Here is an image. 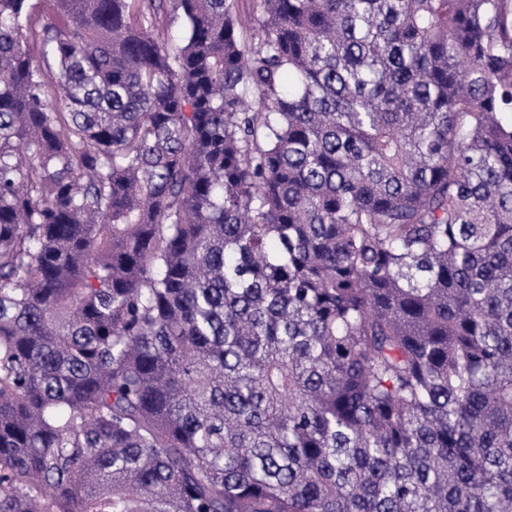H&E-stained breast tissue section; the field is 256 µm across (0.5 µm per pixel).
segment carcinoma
<instances>
[{
  "label": "carcinoma",
  "instance_id": "1",
  "mask_svg": "<svg viewBox=\"0 0 512 512\" xmlns=\"http://www.w3.org/2000/svg\"><path fill=\"white\" fill-rule=\"evenodd\" d=\"M52 4L0 0V512H512V0Z\"/></svg>",
  "mask_w": 512,
  "mask_h": 512
}]
</instances>
